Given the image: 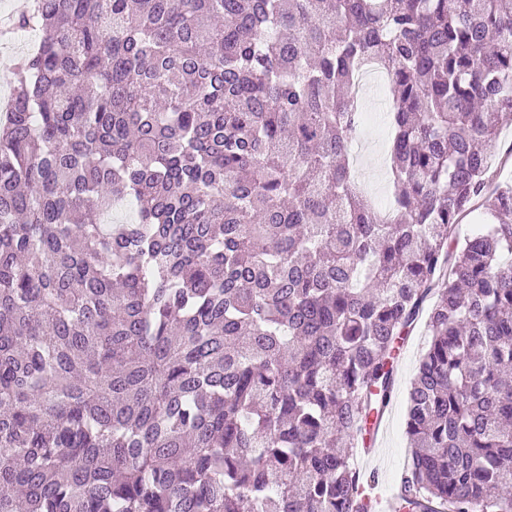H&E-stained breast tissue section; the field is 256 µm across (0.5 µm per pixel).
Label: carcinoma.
Instances as JSON below:
<instances>
[{
    "mask_svg": "<svg viewBox=\"0 0 512 512\" xmlns=\"http://www.w3.org/2000/svg\"><path fill=\"white\" fill-rule=\"evenodd\" d=\"M12 27L41 39L0 115V512H370L353 455L423 315L393 512H512V0H29ZM368 63L383 212L352 170Z\"/></svg>",
    "mask_w": 512,
    "mask_h": 512,
    "instance_id": "1",
    "label": "carcinoma"
}]
</instances>
